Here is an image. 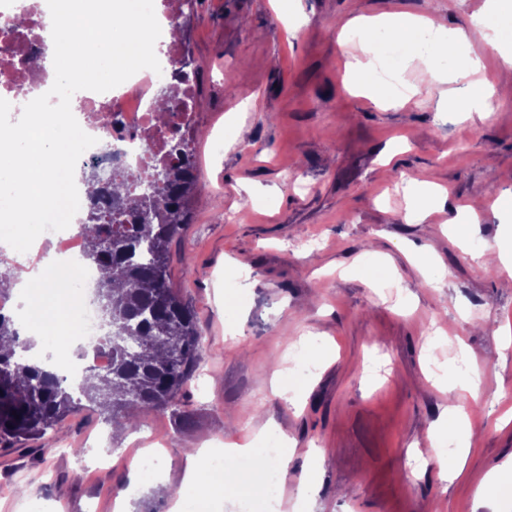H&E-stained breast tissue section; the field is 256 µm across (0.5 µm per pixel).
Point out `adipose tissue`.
I'll use <instances>...</instances> for the list:
<instances>
[{"label": "adipose tissue", "instance_id": "obj_1", "mask_svg": "<svg viewBox=\"0 0 512 512\" xmlns=\"http://www.w3.org/2000/svg\"><path fill=\"white\" fill-rule=\"evenodd\" d=\"M345 35L360 40L359 53L345 62L349 82L381 109L402 108L415 94L414 84L399 88L395 80L419 61L434 81L458 84L456 111L488 115L494 110L492 101L500 88L481 78L483 63L474 48L483 46L504 68L512 67V0H487L481 13L453 29L394 12L354 17ZM383 70L394 74V82L380 78ZM57 271L56 261L44 258L36 271L28 273L18 285L39 353L68 348L78 325L75 309L57 296ZM426 439L437 452L439 480L447 483L461 478L463 467H449L444 449L449 444L461 451L470 446V424L464 407L449 406L444 420L429 426ZM293 446L282 427L269 422L245 443H228L211 451L190 449L171 512H223V493L236 480L249 495L253 512H270L272 505L282 500L280 474L288 467Z\"/></svg>", "mask_w": 512, "mask_h": 512}]
</instances>
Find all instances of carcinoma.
I'll return each instance as SVG.
<instances>
[{
  "label": "carcinoma",
  "instance_id": "cac0c4a2",
  "mask_svg": "<svg viewBox=\"0 0 512 512\" xmlns=\"http://www.w3.org/2000/svg\"><path fill=\"white\" fill-rule=\"evenodd\" d=\"M177 163L155 173L165 196L145 211L139 195L112 183V195L125 196L124 223L110 224L89 192L87 217L80 225L83 256L101 272L96 296L112 332L100 339L111 365L89 367L98 383L79 387V396L62 386L55 372L28 362L19 351L14 320L0 312V446L42 438L68 414L96 407L106 423L134 425L140 412L178 406L202 336L194 311L177 295L170 273L172 241L189 223V203L197 190L196 162L184 141L175 144Z\"/></svg>",
  "mask_w": 512,
  "mask_h": 512
}]
</instances>
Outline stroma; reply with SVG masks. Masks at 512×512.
<instances>
[{
	"instance_id": "stroma-1",
	"label": "stroma",
	"mask_w": 512,
	"mask_h": 512,
	"mask_svg": "<svg viewBox=\"0 0 512 512\" xmlns=\"http://www.w3.org/2000/svg\"><path fill=\"white\" fill-rule=\"evenodd\" d=\"M486 0H299L289 39L275 0H197L181 35L200 73L192 145L199 174L224 194L197 193L171 245V274L203 336L177 407L139 414L124 436L95 412L0 449V512H114L140 451L152 448L171 490L183 450L244 440L281 424L295 442L280 512H295L304 457L317 452L310 512H512V497L474 508L490 473L512 478V276L484 273L449 235L452 206L480 215L471 235L496 248L512 213V110L461 116L420 63L419 92L385 111L343 82L338 32L354 15L393 11L465 24ZM441 185L446 208L408 212L405 177ZM275 192L274 203L256 196ZM430 247L446 279L431 288L409 256ZM383 267L362 272L370 254ZM309 333L333 354L298 405L275 396V372ZM479 373V399L443 377ZM479 406L465 475L439 482L427 427L451 405Z\"/></svg>"
}]
</instances>
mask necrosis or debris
Wrapping results in <instances>:
<instances>
[{"label": "necrosis or debris", "instance_id": "1", "mask_svg": "<svg viewBox=\"0 0 512 512\" xmlns=\"http://www.w3.org/2000/svg\"><path fill=\"white\" fill-rule=\"evenodd\" d=\"M180 9L165 0L157 16L165 40L167 79L180 112V128L188 130L195 118L198 76L181 43ZM51 15L47 0H0V92L14 101L10 116L19 119L33 90H49L54 76L30 61L53 48ZM156 78L153 70L143 69L119 86L104 93L82 90L73 96L87 134L96 143L79 158L80 168L99 173L103 192L98 196L100 210L113 209L106 187L112 181L129 182L147 179L156 169L174 160L175 140L167 120L158 119L154 111ZM80 285L66 289L74 303L80 322L79 339L88 346L98 368L110 366L109 352L98 345V310L85 290L94 273L79 270Z\"/></svg>", "mask_w": 512, "mask_h": 512}]
</instances>
